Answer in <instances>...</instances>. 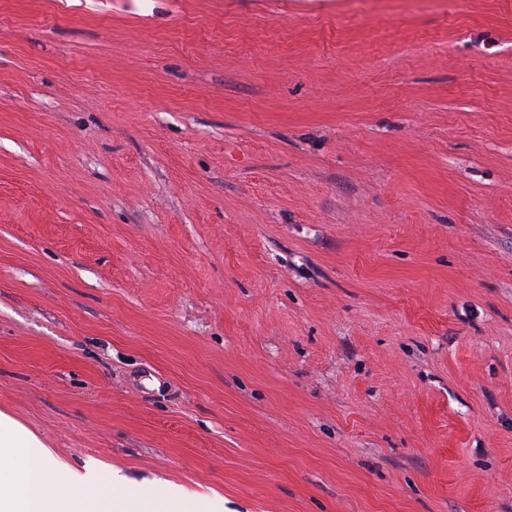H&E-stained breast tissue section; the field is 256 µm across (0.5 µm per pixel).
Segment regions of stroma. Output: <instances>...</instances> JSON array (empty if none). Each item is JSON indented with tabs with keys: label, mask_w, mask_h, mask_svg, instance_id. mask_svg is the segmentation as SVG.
<instances>
[{
	"label": "stroma",
	"mask_w": 512,
	"mask_h": 512,
	"mask_svg": "<svg viewBox=\"0 0 512 512\" xmlns=\"http://www.w3.org/2000/svg\"><path fill=\"white\" fill-rule=\"evenodd\" d=\"M0 411L194 512H512V0H0Z\"/></svg>",
	"instance_id": "stroma-1"
}]
</instances>
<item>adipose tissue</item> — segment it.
Masks as SVG:
<instances>
[{
    "mask_svg": "<svg viewBox=\"0 0 512 512\" xmlns=\"http://www.w3.org/2000/svg\"><path fill=\"white\" fill-rule=\"evenodd\" d=\"M125 478L99 466L75 470L10 415L0 412V512H155Z\"/></svg>",
    "mask_w": 512,
    "mask_h": 512,
    "instance_id": "ef3b65f1",
    "label": "adipose tissue"
}]
</instances>
